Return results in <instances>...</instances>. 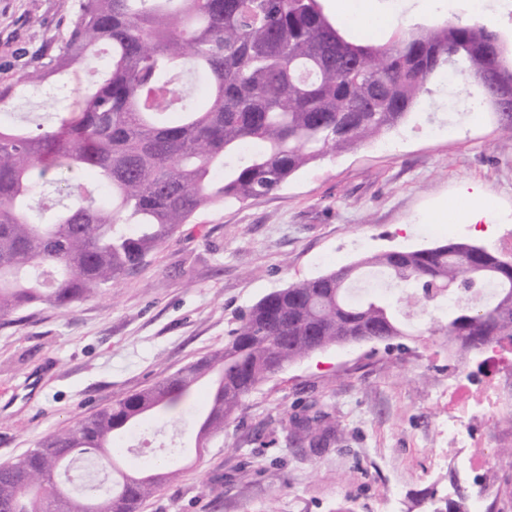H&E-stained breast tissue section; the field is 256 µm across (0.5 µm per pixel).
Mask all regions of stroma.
I'll return each mask as SVG.
<instances>
[{"instance_id": "35a3bbf8", "label": "stroma", "mask_w": 512, "mask_h": 512, "mask_svg": "<svg viewBox=\"0 0 512 512\" xmlns=\"http://www.w3.org/2000/svg\"><path fill=\"white\" fill-rule=\"evenodd\" d=\"M378 17L429 27L448 13L427 0H374ZM79 0H0V80L65 34ZM69 83L51 82L19 109L43 116L72 106ZM471 81L433 84L424 111L375 141L327 154L270 195L227 202L181 225L136 274L60 310L40 306L0 325V464L223 348L239 314L267 293L361 257L449 241L512 254V136L490 110L472 112ZM480 187L494 223L449 232L461 185ZM441 336L335 345L261 384L181 479L141 512H429L424 495L448 493L458 461L448 452L449 384L503 391L485 356L449 360ZM321 403L333 416L319 453L294 444L287 418ZM203 391L145 424L146 455L191 443ZM468 452L512 448V415H473Z\"/></svg>"}]
</instances>
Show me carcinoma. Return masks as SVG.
<instances>
[{"label": "carcinoma", "mask_w": 512, "mask_h": 512, "mask_svg": "<svg viewBox=\"0 0 512 512\" xmlns=\"http://www.w3.org/2000/svg\"><path fill=\"white\" fill-rule=\"evenodd\" d=\"M321 0H80L54 54L0 81V321L66 309L147 263L182 224L221 202L267 196L328 152L403 123L454 74L481 81L493 64L512 79L499 33L448 20L359 44ZM81 69L74 107L51 125L17 119V98ZM66 203L49 222L35 199L58 176ZM413 298L425 332L470 344L512 342V277L467 242L423 257L365 256L276 289L242 313L224 349L112 402L0 464V512H44L46 490L67 512H139L179 477L130 473L115 441L144 415H164L202 380L210 408L196 447L261 384L341 336H412ZM329 413L295 415L302 445H327ZM33 470L22 484L16 472Z\"/></svg>", "instance_id": "cac0c4a2"}]
</instances>
